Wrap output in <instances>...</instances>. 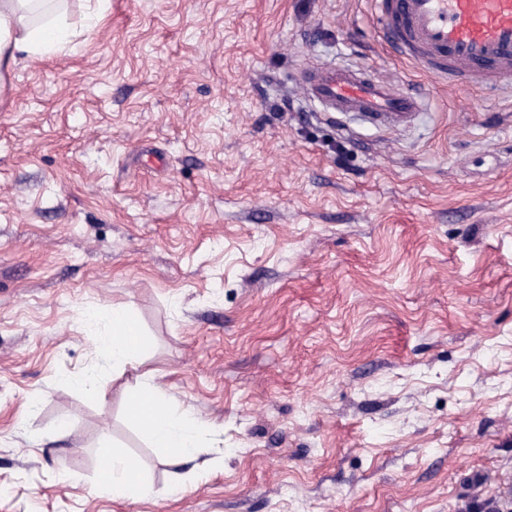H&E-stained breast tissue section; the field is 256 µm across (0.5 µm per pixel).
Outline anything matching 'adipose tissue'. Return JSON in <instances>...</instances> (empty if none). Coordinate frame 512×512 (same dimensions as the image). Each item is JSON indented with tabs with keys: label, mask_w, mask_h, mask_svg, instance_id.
<instances>
[{
	"label": "adipose tissue",
	"mask_w": 512,
	"mask_h": 512,
	"mask_svg": "<svg viewBox=\"0 0 512 512\" xmlns=\"http://www.w3.org/2000/svg\"><path fill=\"white\" fill-rule=\"evenodd\" d=\"M67 2L0 0V83L6 80L8 67L18 55L43 58L75 50L78 31L94 30L109 7V0H86L87 9L77 22L71 17ZM97 341L116 367L140 362L150 347L127 305L113 307L110 323ZM167 391L163 378L145 379L127 394L126 413L152 447L165 449L171 459L188 462L203 447L204 437L189 411L168 403ZM102 456L108 459L112 470L99 485L101 493L116 499L152 494L141 469L131 468L129 455L106 450Z\"/></svg>",
	"instance_id": "ef3b65f1"
}]
</instances>
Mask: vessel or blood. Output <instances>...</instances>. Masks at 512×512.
<instances>
[{
    "instance_id": "1",
    "label": "vessel or blood",
    "mask_w": 512,
    "mask_h": 512,
    "mask_svg": "<svg viewBox=\"0 0 512 512\" xmlns=\"http://www.w3.org/2000/svg\"><path fill=\"white\" fill-rule=\"evenodd\" d=\"M385 45L449 85L495 88L512 79V0H374ZM307 96L323 111L376 127H408L423 93L364 70L331 64L305 71Z\"/></svg>"
}]
</instances>
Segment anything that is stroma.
Instances as JSON below:
<instances>
[{"mask_svg":"<svg viewBox=\"0 0 512 512\" xmlns=\"http://www.w3.org/2000/svg\"><path fill=\"white\" fill-rule=\"evenodd\" d=\"M77 43L0 90V512H467L512 483V86L390 54L372 0H111ZM328 63L429 106L331 121L299 87ZM115 304L140 368L91 336ZM142 371L193 462L127 419ZM106 447L154 494L90 497Z\"/></svg>","mask_w":512,"mask_h":512,"instance_id":"obj_1","label":"stroma"}]
</instances>
